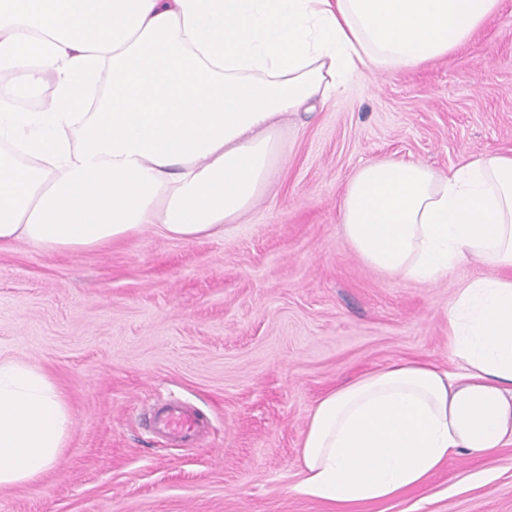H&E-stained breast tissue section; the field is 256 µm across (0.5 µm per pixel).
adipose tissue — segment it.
Segmentation results:
<instances>
[{"label":"adipose tissue","mask_w":512,"mask_h":512,"mask_svg":"<svg viewBox=\"0 0 512 512\" xmlns=\"http://www.w3.org/2000/svg\"><path fill=\"white\" fill-rule=\"evenodd\" d=\"M500 2L0 0V72L51 89L35 112L0 101V245L78 253L149 226L183 241L223 234L271 186L283 116L326 105L361 71L448 56ZM341 224L389 277L497 270L448 303L455 370L393 362L317 402L299 490L354 504L399 497L451 456L512 444V155L445 174L365 163ZM72 427L41 369L0 359V487L40 479Z\"/></svg>","instance_id":"obj_1"}]
</instances>
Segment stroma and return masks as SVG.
Here are the masks:
<instances>
[{"label": "stroma", "mask_w": 512, "mask_h": 512, "mask_svg": "<svg viewBox=\"0 0 512 512\" xmlns=\"http://www.w3.org/2000/svg\"><path fill=\"white\" fill-rule=\"evenodd\" d=\"M284 160L242 223L181 241L147 228L105 250L0 246V356L43 370L74 420L39 481L0 512H512V445L449 460L383 502L299 492L321 396L395 361L454 366L448 302L472 262L420 284L369 268L342 231L348 181L380 159L448 170L512 151V0L472 42L411 71L354 77L283 120ZM164 399L196 408L194 446L149 432Z\"/></svg>", "instance_id": "35a3bbf8"}]
</instances>
